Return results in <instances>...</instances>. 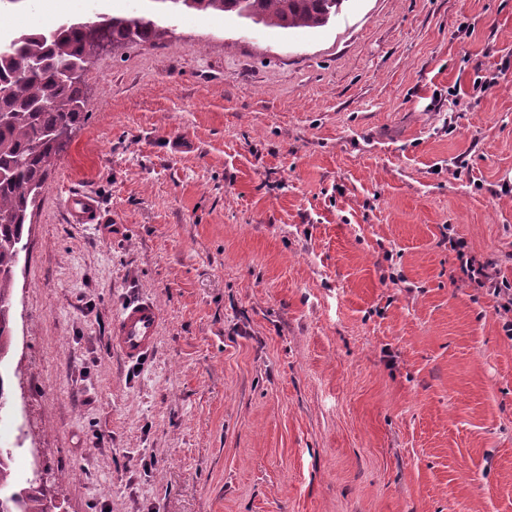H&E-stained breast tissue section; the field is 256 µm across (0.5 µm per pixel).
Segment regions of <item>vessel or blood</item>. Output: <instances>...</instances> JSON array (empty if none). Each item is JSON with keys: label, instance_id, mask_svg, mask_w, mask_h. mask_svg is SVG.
<instances>
[{"label": "vessel or blood", "instance_id": "b4317fda", "mask_svg": "<svg viewBox=\"0 0 512 512\" xmlns=\"http://www.w3.org/2000/svg\"><path fill=\"white\" fill-rule=\"evenodd\" d=\"M72 223H100L94 202L84 194L70 195L67 201ZM162 315L156 304L143 300L122 308L112 322L110 337L113 350L125 360H141L154 346L161 329Z\"/></svg>", "mask_w": 512, "mask_h": 512}]
</instances>
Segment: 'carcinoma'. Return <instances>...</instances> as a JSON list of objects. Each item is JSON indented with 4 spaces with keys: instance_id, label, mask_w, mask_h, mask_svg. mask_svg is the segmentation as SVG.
<instances>
[{
    "instance_id": "1",
    "label": "carcinoma",
    "mask_w": 512,
    "mask_h": 512,
    "mask_svg": "<svg viewBox=\"0 0 512 512\" xmlns=\"http://www.w3.org/2000/svg\"><path fill=\"white\" fill-rule=\"evenodd\" d=\"M157 13L233 12L255 24L318 28L344 0H150ZM167 28L143 15L63 19L41 32L0 36V357L12 342L11 297L19 244L31 209L73 130L85 122L84 71L105 46L156 41ZM60 506L15 488L0 448V512H56Z\"/></svg>"
}]
</instances>
